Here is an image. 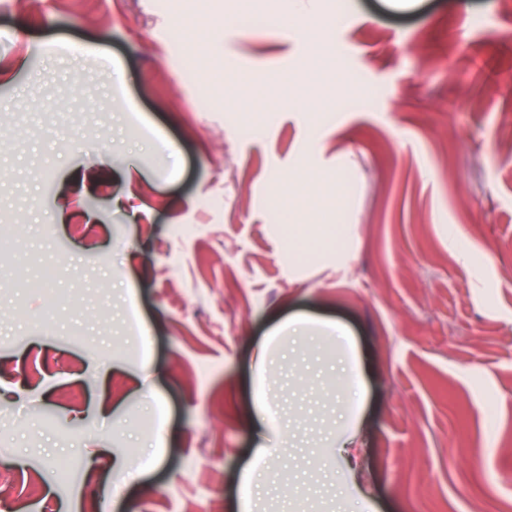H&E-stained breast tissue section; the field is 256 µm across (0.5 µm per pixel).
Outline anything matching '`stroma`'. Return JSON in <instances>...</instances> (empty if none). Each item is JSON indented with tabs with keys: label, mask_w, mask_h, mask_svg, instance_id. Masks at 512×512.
Here are the masks:
<instances>
[{
	"label": "stroma",
	"mask_w": 512,
	"mask_h": 512,
	"mask_svg": "<svg viewBox=\"0 0 512 512\" xmlns=\"http://www.w3.org/2000/svg\"><path fill=\"white\" fill-rule=\"evenodd\" d=\"M313 2L0 0V512H241L272 383L266 512H512V0Z\"/></svg>",
	"instance_id": "1"
}]
</instances>
